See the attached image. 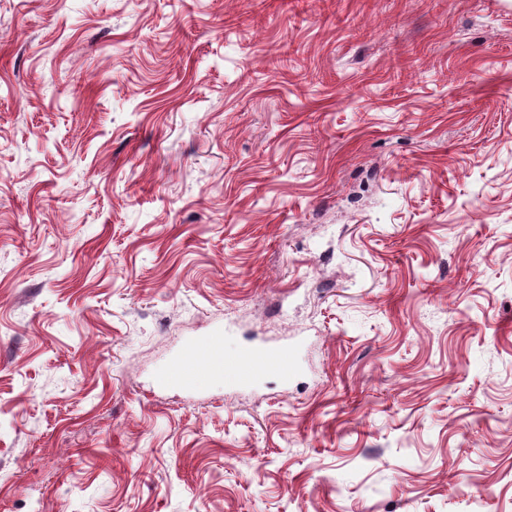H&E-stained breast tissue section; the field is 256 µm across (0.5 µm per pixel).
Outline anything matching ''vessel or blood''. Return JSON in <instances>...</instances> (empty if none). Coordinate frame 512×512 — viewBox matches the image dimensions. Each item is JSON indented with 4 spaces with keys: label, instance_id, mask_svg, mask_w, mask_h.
I'll return each instance as SVG.
<instances>
[{
    "label": "vessel or blood",
    "instance_id": "vessel-or-blood-1",
    "mask_svg": "<svg viewBox=\"0 0 512 512\" xmlns=\"http://www.w3.org/2000/svg\"><path fill=\"white\" fill-rule=\"evenodd\" d=\"M223 343V337L211 336L194 345L181 361L161 376V384L192 390L197 387L202 373L209 369H221L232 373L237 380L248 381L264 370L265 360L269 357L273 358L282 375H290L293 371L294 356L288 348H281L269 356L250 346L241 350L236 357L226 359L221 355Z\"/></svg>",
    "mask_w": 512,
    "mask_h": 512
}]
</instances>
